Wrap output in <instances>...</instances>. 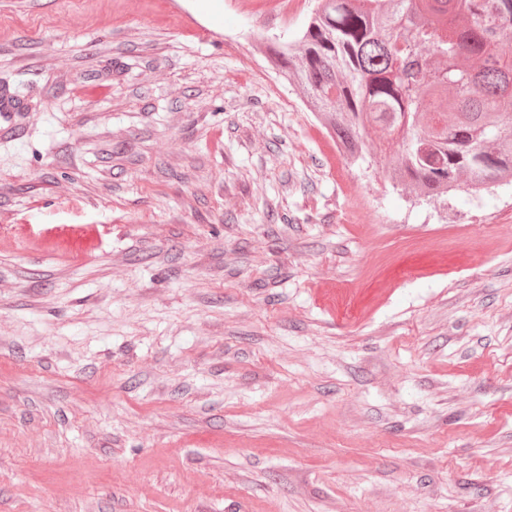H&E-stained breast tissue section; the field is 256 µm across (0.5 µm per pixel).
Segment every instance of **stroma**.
Wrapping results in <instances>:
<instances>
[{"instance_id":"obj_1","label":"stroma","mask_w":512,"mask_h":512,"mask_svg":"<svg viewBox=\"0 0 512 512\" xmlns=\"http://www.w3.org/2000/svg\"><path fill=\"white\" fill-rule=\"evenodd\" d=\"M280 2L0 0V512H512V183L347 165Z\"/></svg>"}]
</instances>
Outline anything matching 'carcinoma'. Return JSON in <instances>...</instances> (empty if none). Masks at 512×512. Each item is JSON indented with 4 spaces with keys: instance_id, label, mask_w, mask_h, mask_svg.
Returning a JSON list of instances; mask_svg holds the SVG:
<instances>
[{
    "instance_id": "carcinoma-1",
    "label": "carcinoma",
    "mask_w": 512,
    "mask_h": 512,
    "mask_svg": "<svg viewBox=\"0 0 512 512\" xmlns=\"http://www.w3.org/2000/svg\"><path fill=\"white\" fill-rule=\"evenodd\" d=\"M512 0H314L271 67L332 129L347 163L397 141L388 177L417 198L512 182Z\"/></svg>"
}]
</instances>
